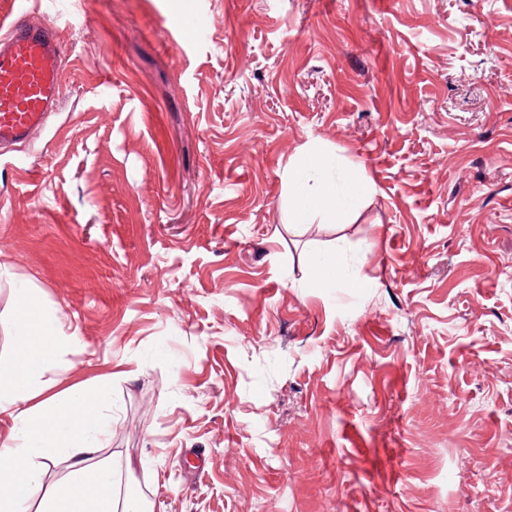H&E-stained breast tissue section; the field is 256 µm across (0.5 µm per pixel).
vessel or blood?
Masks as SVG:
<instances>
[{
  "label": "vessel or blood",
  "instance_id": "1",
  "mask_svg": "<svg viewBox=\"0 0 512 512\" xmlns=\"http://www.w3.org/2000/svg\"><path fill=\"white\" fill-rule=\"evenodd\" d=\"M60 36L25 13L0 35V151L27 141L47 122L63 89Z\"/></svg>",
  "mask_w": 512,
  "mask_h": 512
}]
</instances>
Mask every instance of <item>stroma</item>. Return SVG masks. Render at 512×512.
<instances>
[{
    "label": "stroma",
    "instance_id": "35a3bbf8",
    "mask_svg": "<svg viewBox=\"0 0 512 512\" xmlns=\"http://www.w3.org/2000/svg\"><path fill=\"white\" fill-rule=\"evenodd\" d=\"M24 7L66 81L0 157V356L27 285L118 496L512 512V0ZM312 156L345 223H289Z\"/></svg>",
    "mask_w": 512,
    "mask_h": 512
}]
</instances>
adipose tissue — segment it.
I'll use <instances>...</instances> for the list:
<instances>
[{
  "mask_svg": "<svg viewBox=\"0 0 512 512\" xmlns=\"http://www.w3.org/2000/svg\"><path fill=\"white\" fill-rule=\"evenodd\" d=\"M288 183L292 224L307 223L316 212L342 222L335 192L310 186L305 170L289 165ZM14 325V350L0 357V414L13 421L0 442V512H140L135 500L119 502L111 467L91 460L109 430L108 387H83L64 400L39 399L43 373L60 349V326L25 286L18 290ZM63 458L70 462L68 473L48 482Z\"/></svg>",
  "mask_w": 512,
  "mask_h": 512,
  "instance_id": "1",
  "label": "adipose tissue"
}]
</instances>
